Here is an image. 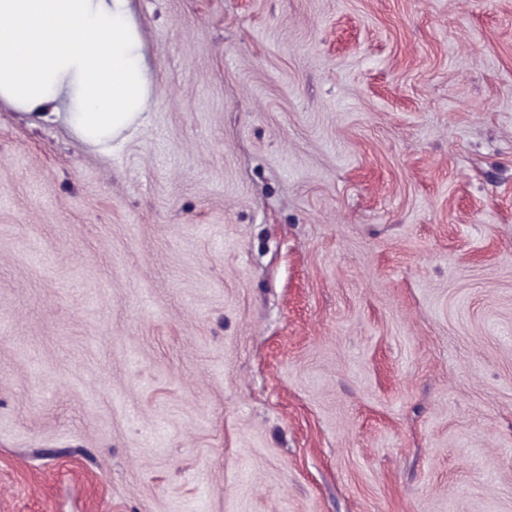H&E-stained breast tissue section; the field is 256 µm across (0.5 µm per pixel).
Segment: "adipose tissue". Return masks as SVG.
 Segmentation results:
<instances>
[{"label": "adipose tissue", "mask_w": 512, "mask_h": 512, "mask_svg": "<svg viewBox=\"0 0 512 512\" xmlns=\"http://www.w3.org/2000/svg\"><path fill=\"white\" fill-rule=\"evenodd\" d=\"M151 95L131 0H0V100L105 148Z\"/></svg>", "instance_id": "1"}]
</instances>
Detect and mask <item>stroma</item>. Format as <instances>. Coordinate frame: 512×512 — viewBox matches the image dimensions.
<instances>
[{"label":"stroma","instance_id":"35a3bbf8","mask_svg":"<svg viewBox=\"0 0 512 512\" xmlns=\"http://www.w3.org/2000/svg\"><path fill=\"white\" fill-rule=\"evenodd\" d=\"M110 151L0 100V512H512V0H132Z\"/></svg>","mask_w":512,"mask_h":512}]
</instances>
